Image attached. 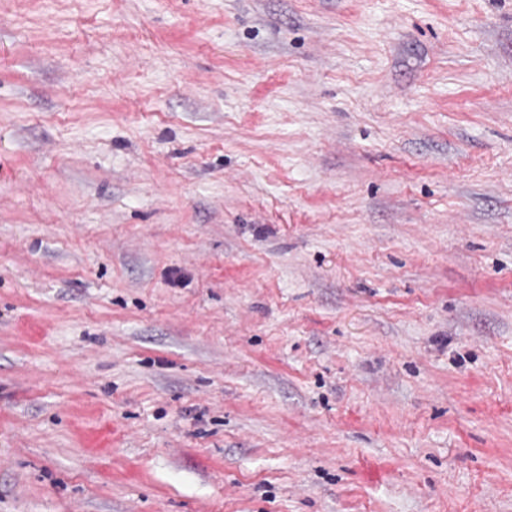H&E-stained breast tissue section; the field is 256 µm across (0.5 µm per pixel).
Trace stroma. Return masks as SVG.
I'll use <instances>...</instances> for the list:
<instances>
[{"label": "stroma", "instance_id": "stroma-1", "mask_svg": "<svg viewBox=\"0 0 512 512\" xmlns=\"http://www.w3.org/2000/svg\"><path fill=\"white\" fill-rule=\"evenodd\" d=\"M0 512H512V0H0Z\"/></svg>", "mask_w": 512, "mask_h": 512}]
</instances>
